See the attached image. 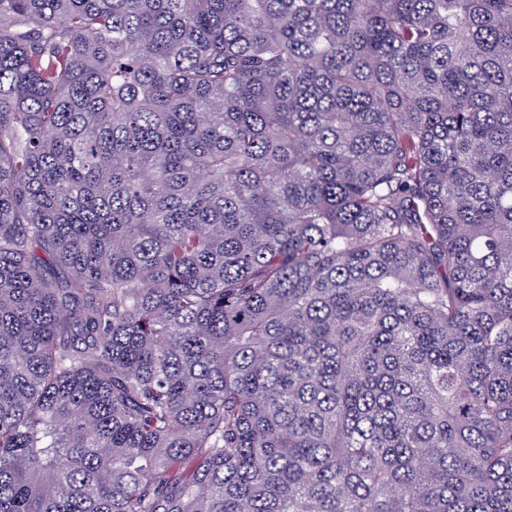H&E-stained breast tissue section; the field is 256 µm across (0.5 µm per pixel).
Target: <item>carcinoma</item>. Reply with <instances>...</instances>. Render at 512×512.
<instances>
[{
    "label": "carcinoma",
    "instance_id": "cac0c4a2",
    "mask_svg": "<svg viewBox=\"0 0 512 512\" xmlns=\"http://www.w3.org/2000/svg\"><path fill=\"white\" fill-rule=\"evenodd\" d=\"M0 512H512V0H0Z\"/></svg>",
    "mask_w": 512,
    "mask_h": 512
}]
</instances>
